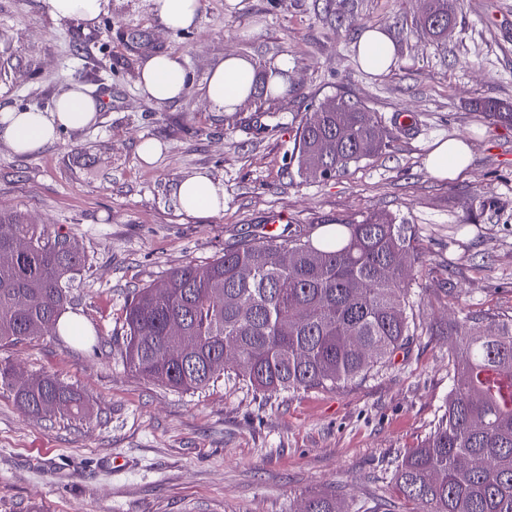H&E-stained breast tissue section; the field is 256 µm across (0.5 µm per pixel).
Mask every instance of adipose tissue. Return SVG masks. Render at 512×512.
I'll return each mask as SVG.
<instances>
[{"label": "adipose tissue", "mask_w": 512, "mask_h": 512, "mask_svg": "<svg viewBox=\"0 0 512 512\" xmlns=\"http://www.w3.org/2000/svg\"><path fill=\"white\" fill-rule=\"evenodd\" d=\"M47 3L56 19L76 20L89 28L112 10V0H47ZM151 10L166 29L186 30L198 22L200 0H151ZM357 48L363 67L372 74H383L395 61V46L383 31L365 30L358 38ZM256 77L251 61L238 56L226 57L211 71L204 96L216 111L235 112L248 97ZM138 83L147 100L167 104L184 97L189 75L180 56L162 53L145 60ZM101 106L100 100L76 82L59 95L53 109L48 111L0 107V139L15 154L36 153L55 143L61 132L81 130L94 123ZM470 161L471 150L463 140H439L428 154L427 167L435 177H456L466 172ZM175 196L179 209L189 215L206 217L224 209L223 187L203 173L181 180Z\"/></svg>", "instance_id": "obj_1"}]
</instances>
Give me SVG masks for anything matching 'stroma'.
I'll return each instance as SVG.
<instances>
[{"label": "stroma", "mask_w": 512, "mask_h": 512, "mask_svg": "<svg viewBox=\"0 0 512 512\" xmlns=\"http://www.w3.org/2000/svg\"><path fill=\"white\" fill-rule=\"evenodd\" d=\"M200 2L196 27L170 31L149 0H112L91 29L55 19L46 0H0V107L49 110L74 81L104 101L95 125L38 153L0 140V211L83 249L66 310L88 331L2 345L0 363L20 380L55 375L90 406L83 418L35 419L0 386V512H300L306 495L330 490L350 512H418L395 468L448 403L447 337L417 334L383 367L333 387L263 391L229 374L177 392L126 367L125 304L222 255L269 213L315 235L385 212L432 253L413 272L416 321L511 316L512 126L472 103L512 104V0H460L443 49L416 26L421 0ZM134 27L148 47L129 41ZM374 28L396 46L380 77L357 61L360 32ZM168 52L185 59L189 89L156 105L138 92L139 67ZM231 55L261 72L287 57V94L210 110L200 88ZM336 93L376 112L389 145L343 175H299L296 130ZM450 138L469 144L471 163L440 180L427 157ZM147 141L161 146L151 163L139 155ZM198 172L223 185L220 213L178 209L177 184Z\"/></svg>", "instance_id": "1"}]
</instances>
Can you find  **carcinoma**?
<instances>
[{"instance_id": "cac0c4a2", "label": "carcinoma", "mask_w": 512, "mask_h": 512, "mask_svg": "<svg viewBox=\"0 0 512 512\" xmlns=\"http://www.w3.org/2000/svg\"><path fill=\"white\" fill-rule=\"evenodd\" d=\"M429 3L444 24L420 29L439 46L459 0ZM335 99V107L324 101L326 111L297 131L294 160L302 174L318 158L322 172L340 175L382 148L376 114L342 94ZM477 106L512 124V106L490 99ZM408 229L373 213L357 224H329L314 240L297 229L276 238L260 232L226 245L204 266L189 262L164 287L142 288L126 306V365L181 392L201 390L228 369L261 390L354 380L389 362L417 334L407 277L429 254ZM18 240L27 243L21 256L14 252ZM401 254L408 263L399 262ZM84 265L73 239L21 212H0V344L57 326ZM243 268L249 277L241 276ZM484 321L471 318L462 333L451 322L425 327L455 337V344L448 349V407L396 467L401 492L419 512H512V317L497 319L489 332ZM0 385L12 388L33 418L88 411L84 396L52 375L18 382L11 367L0 365ZM301 512L345 510L336 493L314 492Z\"/></svg>"}]
</instances>
